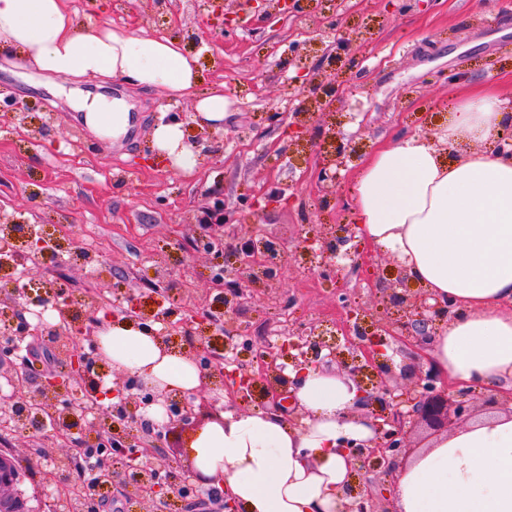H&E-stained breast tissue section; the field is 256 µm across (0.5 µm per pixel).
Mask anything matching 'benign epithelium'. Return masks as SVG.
Instances as JSON below:
<instances>
[{"label": "benign epithelium", "mask_w": 512, "mask_h": 512, "mask_svg": "<svg viewBox=\"0 0 512 512\" xmlns=\"http://www.w3.org/2000/svg\"><path fill=\"white\" fill-rule=\"evenodd\" d=\"M240 12L234 16L224 15V26L241 24L247 18L249 10L264 9L266 15L287 20L292 13H301L309 0H238ZM367 38V33L357 30L348 31L337 23H332L323 30L313 32L306 45L336 49L345 54L351 51L354 44ZM296 68V76L288 79V90L292 97L299 101L295 109L296 120L288 125V135L299 141L306 133L310 119L317 112L331 108L336 101V87L327 86L319 80V68L308 65V55L298 53L292 59ZM354 149L348 144L340 143L336 151L328 159L319 163L318 178L322 182L336 184L338 171L346 167L347 158ZM233 217L224 211V198L219 194L210 197L202 207V215L197 223L209 226L229 224ZM4 231L1 240L10 244L24 239V245L12 249L5 257L0 258V282L9 285L7 300L13 316L16 338L0 346V355L8 358L9 368L0 373V414L9 415L14 411L36 410L53 419L59 425L58 438L69 443L67 459L79 458L88 448L106 447L112 449L114 455L133 454L140 458L146 455L137 439L130 435H120L112 431V416L123 421L143 417V411L152 404H160L166 408V417L155 424L157 434L174 429L180 425L193 423L196 416L197 401L204 400L202 390H158L145 386L140 380L127 382L124 389L132 388L142 392V396L130 395L122 399L120 404L106 410L104 422L94 429V439L83 435L74 436L71 421L76 417H85L88 412L103 410L100 400L103 396L104 378L107 368L102 360H92L83 352L78 343H73L65 350L69 360L70 372L67 376H44L36 390L24 388L23 378L30 369L29 362L19 355L21 343L28 336L42 334V324L30 323L25 314L30 312L29 305H50L57 313L58 322L49 327L52 336H82L94 338L100 325L96 313L101 305L92 302L84 310L82 320H76L73 314L74 303L65 294L61 283L46 280L40 283L39 294L31 298L29 290L21 288L14 280L10 270L22 260L33 263L58 261L66 252L65 243L58 241L47 244L27 226H19L11 219L0 225ZM354 238L353 228L345 225L337 232L327 229L317 239L306 242L308 252L320 257L317 267L327 271L339 269L335 259L349 258L358 264L360 253H340V247ZM256 237H249L240 243L237 255L240 267L251 277L267 283L269 290H276L274 278L277 272L262 274L257 271L260 264ZM410 277L403 267H398L395 288L391 289L389 301L397 313L391 324H380L374 329L363 326L360 318L345 330L344 341L347 357L340 366L352 381L357 392L355 412L360 420L372 430L373 437L364 442L343 441L339 450L357 462L356 472L378 471L393 476L404 459L414 448V435L422 429L435 433L451 432L469 422L475 411L477 401L494 408L498 405H512V391L505 392L499 388L460 387L449 383L432 364L431 360L419 355L411 362L395 364L392 357L386 354L390 340L400 339L421 350L427 345V339L438 327L455 316V304L448 301L429 302L430 295L422 289L410 287ZM242 293L232 292L235 304L225 303L224 313L215 315L208 310L192 311L184 318V333H192L193 326L201 332L220 331L231 341L240 333L236 322V305L240 304ZM328 350L335 355L336 347L325 339L323 333L314 329L292 332L283 337L273 347H262L258 350L257 359L262 366L261 376L266 384L265 394L278 395V387L287 382L284 369L288 366L303 372L316 368L323 363L321 353ZM189 355L205 369L211 368V358L205 340L199 338L192 341ZM225 365L234 366L231 371L222 370L218 374H209L203 383V390L213 393L221 390L229 391L234 400L247 402L256 387L254 375L248 368L232 358H224ZM409 381L399 386L393 384L397 378ZM72 385L80 386L85 393V401L80 404L69 403L61 410L55 409L54 401ZM21 480L15 458L5 452L0 453V512H26L24 499L17 493V485ZM97 484L100 487H135L139 494L148 497L152 510L173 499L184 497V484L174 475L164 478L146 462L131 465L121 473L112 469V459L103 458L98 462ZM342 496L348 500L346 512H394L386 507L375 510L372 490L358 483H348L342 490Z\"/></svg>", "instance_id": "7a95c632"}]
</instances>
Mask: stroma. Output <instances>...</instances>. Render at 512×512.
<instances>
[{
    "label": "stroma",
    "mask_w": 512,
    "mask_h": 512,
    "mask_svg": "<svg viewBox=\"0 0 512 512\" xmlns=\"http://www.w3.org/2000/svg\"><path fill=\"white\" fill-rule=\"evenodd\" d=\"M69 0L79 30L110 24L178 40L199 59L201 80L193 96L169 97L159 89H137L109 80L106 94L132 104L135 126L123 145L90 133L65 96L32 69L13 65V51H0V100L23 102L29 131L17 132L9 110L0 111V208L33 224L37 232L65 236L70 253L56 264L29 265L28 281L64 282L72 297L98 298L115 318L125 316L129 292L142 314L169 312L173 346H181L177 322L188 310H223L225 296L210 286L223 272L228 288L249 293L238 321L249 338L233 356L253 364L252 344L270 341L296 326L333 331L347 312L373 309L385 319L395 311L388 300L397 261L377 255L373 274L342 260L338 275L324 276L302 251L303 242L325 225L352 224V170L336 187L338 202L321 209L315 169L332 149L323 133L336 129L351 139L359 159L398 134L434 137L459 94L478 87L498 90L512 112V0H313L307 15L258 29L226 27L207 9V0ZM343 19L350 28L369 27L371 39L358 43L352 63L321 68L323 80L346 84L336 109L313 119L300 145L287 133L295 106L288 94L289 59L301 31ZM223 82L232 111L222 129L196 149L193 170L156 159L152 132L170 113L178 114L185 136L197 134L193 99ZM286 189V201L251 213L249 204L270 184ZM236 219L234 235L221 237L220 253L199 246L195 217L212 193ZM284 244L280 291L267 294L236 260L235 239L252 233ZM100 246L108 269L89 274L79 257L88 239ZM150 445L149 463L160 474L175 473L193 493L197 512H215L216 501L194 472L185 448L194 426L175 430L153 444L146 425L116 422ZM13 453L23 473L19 486L31 512H56L61 487L46 473L64 459L63 442L48 445L32 433L0 434V450Z\"/></svg>",
    "instance_id": "35a3bbf8"
}]
</instances>
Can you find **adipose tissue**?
I'll use <instances>...</instances> for the list:
<instances>
[{
  "mask_svg": "<svg viewBox=\"0 0 512 512\" xmlns=\"http://www.w3.org/2000/svg\"><path fill=\"white\" fill-rule=\"evenodd\" d=\"M0 46L18 65L47 78L76 80L81 121L99 138L119 141L131 107L79 87L112 77L141 89L185 96L199 81L194 58L171 39L143 30L100 27L76 34L67 0H0ZM512 114L489 91L460 97L436 140L403 134L358 170L351 203L360 235L394 255L434 299L458 314L437 329L427 354L445 375L469 384L512 381V156L484 151ZM156 153L187 169L196 163L180 124L155 127ZM452 154L444 162L443 154ZM109 368L160 389L190 391L203 372L171 352L155 326L118 320L98 332ZM300 425L279 414L228 411L191 442L196 473L242 512H343L339 495L350 461L339 440H365L354 420L356 389L346 377L309 369L291 387ZM396 512H512V414L467 424L400 467Z\"/></svg>",
  "mask_w": 512,
  "mask_h": 512,
  "instance_id": "1",
  "label": "adipose tissue"
}]
</instances>
